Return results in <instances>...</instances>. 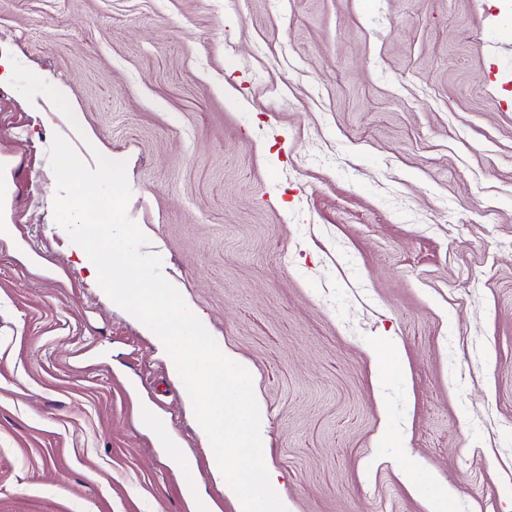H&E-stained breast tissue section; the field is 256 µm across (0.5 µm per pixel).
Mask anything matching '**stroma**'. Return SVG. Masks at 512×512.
Here are the masks:
<instances>
[{
	"mask_svg": "<svg viewBox=\"0 0 512 512\" xmlns=\"http://www.w3.org/2000/svg\"><path fill=\"white\" fill-rule=\"evenodd\" d=\"M0 512H236L183 383L53 216V134L126 163L242 357L288 512H512V0H0ZM387 337L394 360L375 364Z\"/></svg>",
	"mask_w": 512,
	"mask_h": 512,
	"instance_id": "obj_1",
	"label": "stroma"
}]
</instances>
